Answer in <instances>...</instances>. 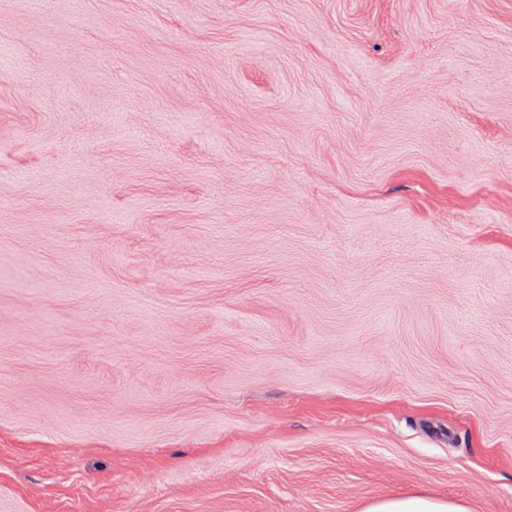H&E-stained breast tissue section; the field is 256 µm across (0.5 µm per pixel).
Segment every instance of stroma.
<instances>
[{
    "mask_svg": "<svg viewBox=\"0 0 512 512\" xmlns=\"http://www.w3.org/2000/svg\"><path fill=\"white\" fill-rule=\"evenodd\" d=\"M512 512V0H0V512ZM360 512H469L458 502L433 496H396L365 505Z\"/></svg>",
    "mask_w": 512,
    "mask_h": 512,
    "instance_id": "stroma-1",
    "label": "stroma"
}]
</instances>
